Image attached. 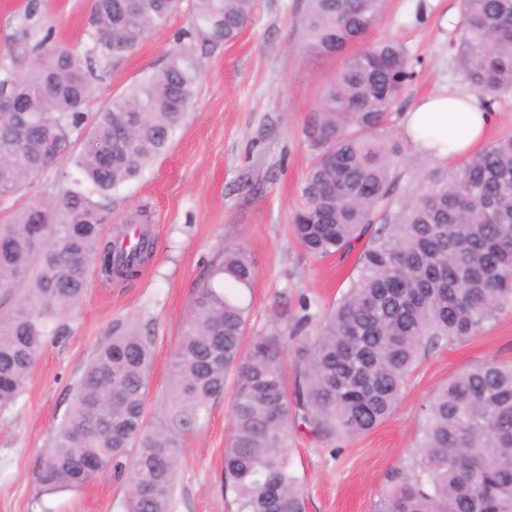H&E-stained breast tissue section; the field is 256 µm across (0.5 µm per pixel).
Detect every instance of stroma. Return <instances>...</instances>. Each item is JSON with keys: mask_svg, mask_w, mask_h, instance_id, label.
Here are the masks:
<instances>
[{"mask_svg": "<svg viewBox=\"0 0 512 512\" xmlns=\"http://www.w3.org/2000/svg\"><path fill=\"white\" fill-rule=\"evenodd\" d=\"M193 0L125 56L102 58V77L86 110L94 113L160 70L184 46L199 59L197 97L169 150L142 177L112 194L105 225L115 234L139 211L150 216L155 249L139 276L104 283L91 272L65 333L49 337L24 395L0 410V512H124V485L103 475L76 491L46 494L32 481L65 415L71 390L96 345L116 320L153 339L149 411H156L198 286L228 249L245 250L257 276L243 299L250 305L246 337L292 326L310 327L348 288L353 258L310 255L290 230L300 185L315 150L306 136L322 93L342 65L338 57L306 53V0H255L250 24L229 44L211 46L190 30ZM51 45L98 53L91 0H38ZM459 0H388L366 39L401 41L415 74L393 105L387 125L403 132V117L424 97L465 92L456 56ZM493 359L512 362V310H503L476 337L431 351L408 378L394 414L369 433L315 438L294 433L295 472L308 512H378L386 492L418 461L424 409L457 373ZM234 385H227L197 433L183 442L170 512H235L224 482Z\"/></svg>", "mask_w": 512, "mask_h": 512, "instance_id": "35a3bbf8", "label": "stroma"}]
</instances>
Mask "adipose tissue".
Segmentation results:
<instances>
[{
  "label": "adipose tissue",
  "mask_w": 512,
  "mask_h": 512,
  "mask_svg": "<svg viewBox=\"0 0 512 512\" xmlns=\"http://www.w3.org/2000/svg\"><path fill=\"white\" fill-rule=\"evenodd\" d=\"M491 121L476 96L446 92L427 97L406 113L403 132L423 156L461 158L480 143Z\"/></svg>",
  "instance_id": "obj_1"
}]
</instances>
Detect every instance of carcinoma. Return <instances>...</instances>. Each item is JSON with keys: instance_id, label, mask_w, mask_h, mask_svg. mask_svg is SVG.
I'll return each instance as SVG.
<instances>
[{"instance_id": "1", "label": "carcinoma", "mask_w": 512, "mask_h": 512, "mask_svg": "<svg viewBox=\"0 0 512 512\" xmlns=\"http://www.w3.org/2000/svg\"><path fill=\"white\" fill-rule=\"evenodd\" d=\"M180 0H92L98 43L120 57L166 25ZM194 24L213 46L246 28L254 0H194ZM386 0H307L305 49L345 56L309 125L314 163L291 215L296 241L318 257L362 245L356 276L318 327L274 331L244 344L249 308L238 294L256 271L224 252L196 291L176 345L161 407L148 416L152 341L117 322L72 388L71 405L34 472L45 492L77 490L84 472L126 477V512H170L182 440L237 377L224 477L236 512H307L292 434L353 437L395 410L406 378L431 350L479 335L512 307V136L448 171L405 157L388 112L414 75L395 39L348 53L384 14ZM27 7L0 55V90L25 112H0V201L27 196L33 180L71 160L90 185L61 184L0 224V409L23 393L47 337L81 300L91 267L129 280L151 255L141 233L126 252L104 236L101 198L137 179L168 148L197 94L198 61L173 52L165 66L94 116L91 60L39 51ZM457 60L473 90H512V0H460ZM88 126L72 154L71 134ZM418 186L402 191L401 170ZM379 512H512V364L478 363L425 408L416 470Z\"/></svg>"}]
</instances>
